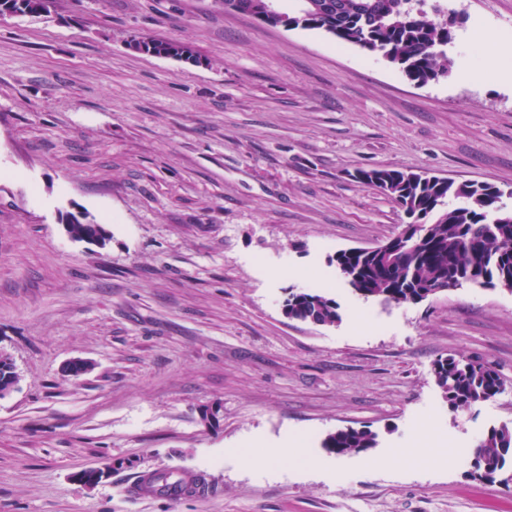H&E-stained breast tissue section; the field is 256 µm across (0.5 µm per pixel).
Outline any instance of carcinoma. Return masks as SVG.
Wrapping results in <instances>:
<instances>
[{
    "label": "carcinoma",
    "instance_id": "cac0c4a2",
    "mask_svg": "<svg viewBox=\"0 0 512 512\" xmlns=\"http://www.w3.org/2000/svg\"><path fill=\"white\" fill-rule=\"evenodd\" d=\"M292 12L296 26L322 30L341 42L379 53L402 66L410 78L427 82L451 72L447 46L452 32L441 18L417 7L423 0H298ZM52 0H0V15L39 16ZM224 9L248 14L262 24L280 26L283 17L270 13L261 0H224ZM134 50L184 61L196 58L191 47L152 38H134ZM357 182L390 197L411 219L407 239L391 243L390 252H341L343 277L354 290L396 304L417 303L463 282L499 285L512 291V213L495 211L501 191L475 182L455 183L422 177L396 169L359 170ZM460 201L445 208L446 199ZM76 241H106L102 224L74 222L66 226ZM288 317L318 325L341 320L338 305L318 291L292 292L286 302ZM435 381L454 408H469L501 391L498 374L474 361L446 358L434 367ZM18 374L9 355L0 353V397L11 392ZM376 445L369 429L350 428L329 435L323 448L340 456L364 452ZM474 478L512 486V427H493L473 449Z\"/></svg>",
    "mask_w": 512,
    "mask_h": 512
}]
</instances>
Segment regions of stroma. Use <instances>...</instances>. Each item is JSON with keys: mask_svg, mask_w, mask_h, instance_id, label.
Listing matches in <instances>:
<instances>
[{"mask_svg": "<svg viewBox=\"0 0 512 512\" xmlns=\"http://www.w3.org/2000/svg\"><path fill=\"white\" fill-rule=\"evenodd\" d=\"M440 7L455 72L476 62L477 32L512 50V0ZM135 37L201 63L136 52ZM371 168L488 183L512 211V84L420 83L224 0L0 16V352L19 376L0 397V512H512V490L470 475L477 441L512 426V292L357 295L337 251L408 222L355 180ZM74 217L106 243L71 239ZM314 290L339 323L284 314L289 292ZM448 357L493 368L500 393L451 408L433 375ZM75 360L91 370L66 376ZM362 426L374 448H323ZM289 442L287 461H239ZM107 458V480L76 482ZM176 467L208 492L133 493L142 472ZM134 50L152 53L159 56H174L179 60L189 61L191 59L198 60L191 47L175 44L168 41L152 38H134L129 43Z\"/></svg>", "mask_w": 512, "mask_h": 512, "instance_id": "35a3bbf8", "label": "stroma"}]
</instances>
